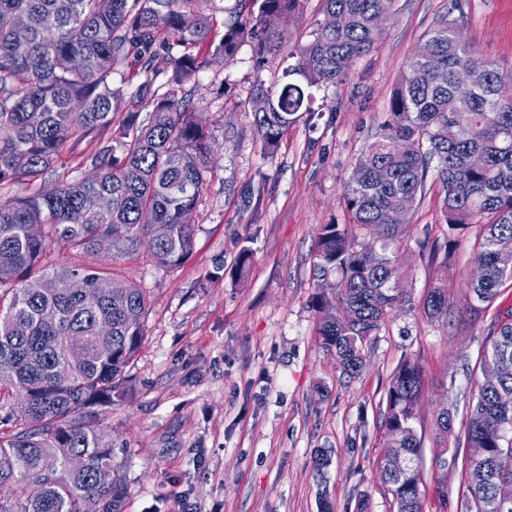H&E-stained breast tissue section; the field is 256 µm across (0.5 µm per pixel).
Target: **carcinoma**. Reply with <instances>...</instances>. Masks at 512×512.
<instances>
[{"mask_svg":"<svg viewBox=\"0 0 512 512\" xmlns=\"http://www.w3.org/2000/svg\"><path fill=\"white\" fill-rule=\"evenodd\" d=\"M205 0H0V185L26 187L0 201V401L21 398L27 428L0 431V512H120L122 477L112 465L104 416L129 394L126 369L144 341L147 296L114 268L80 264L36 275L54 244L94 253L104 239L112 259L147 249L163 267L193 254L192 215L213 162L201 112L187 108L182 86L215 59L234 61L254 43L262 70L284 49L274 29L298 15L304 0H250L215 39ZM395 0H322L326 16L312 41L289 52L282 80L252 86L249 104L265 149L273 151L301 113L312 89L347 78L368 53ZM432 52L414 56L390 100L391 120L369 143L346 184L343 204L353 223L380 227V248L363 246L343 224L321 225L313 273L319 292L317 335L347 375L363 367L366 340L403 300L398 288L397 238L422 195L429 171L442 190L448 229L481 225L475 263L482 275L473 300L490 305L512 281V73L462 43L443 16L428 35ZM186 52L176 56L175 47ZM167 90L154 89L161 67ZM470 72L467 85L455 72ZM120 77L115 86L114 76ZM141 82L124 91L130 78ZM147 109L148 123L139 122ZM117 136L105 137L118 111ZM96 141L87 155L94 179H63L31 190L54 167L69 141ZM478 156L475 168L470 158ZM388 180L376 179L378 169ZM38 228V235L30 229ZM108 292L94 291L98 281ZM353 309L345 324L337 310ZM438 319L448 314V285L438 279L424 301ZM484 380L468 406L464 448H482L463 468L465 512H512V454L502 431L512 416L498 410L512 393V310L497 315L478 358ZM423 370L401 362L388 392L381 475L396 512H422L420 452L414 421ZM81 454L87 467L69 468ZM51 460L55 468L42 469ZM24 501L13 502L14 483Z\"/></svg>","mask_w":512,"mask_h":512,"instance_id":"carcinoma-1","label":"carcinoma"}]
</instances>
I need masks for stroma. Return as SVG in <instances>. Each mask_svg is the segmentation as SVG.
I'll list each match as a JSON object with an SVG mask.
<instances>
[{"label": "stroma", "mask_w": 512, "mask_h": 512, "mask_svg": "<svg viewBox=\"0 0 512 512\" xmlns=\"http://www.w3.org/2000/svg\"><path fill=\"white\" fill-rule=\"evenodd\" d=\"M448 18L460 39L512 70V0H395L372 51L346 80L315 93L311 112L266 156L248 103L256 79L281 78L274 61L256 71L251 44L229 65L216 61L189 81L215 151L193 214L194 252L161 268L145 252L113 261L54 248L45 272L93 261L116 265L144 289V342L127 369L130 393L104 426L122 475V512H394L379 462L387 392L403 359L424 370L414 423L422 447L423 512H460L464 478L454 436L484 381L474 364L512 283L493 306L472 307L480 227L449 230L442 188L427 179L395 249L406 300L364 348L359 375L343 373L317 335L313 261L321 225L351 224L342 195L357 158L383 133L390 98L429 32ZM321 0L280 19L289 45L324 22ZM97 144L65 146L63 164L38 187L83 177ZM448 282L447 317L428 319L423 300Z\"/></svg>", "instance_id": "1"}]
</instances>
